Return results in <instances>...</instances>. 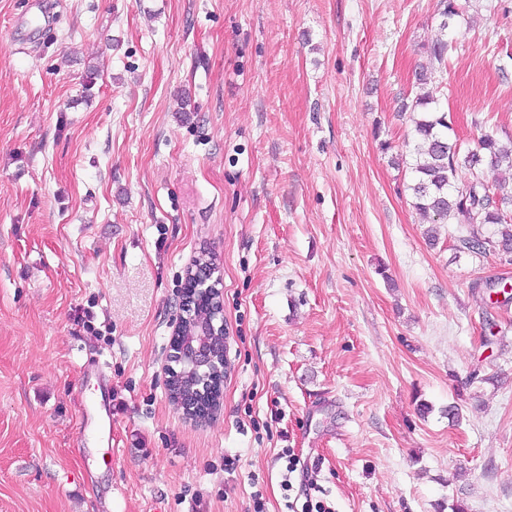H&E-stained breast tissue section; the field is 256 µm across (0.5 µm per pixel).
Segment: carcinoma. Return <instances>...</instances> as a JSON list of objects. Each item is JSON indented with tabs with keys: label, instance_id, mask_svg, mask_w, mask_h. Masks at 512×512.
Instances as JSON below:
<instances>
[{
	"label": "carcinoma",
	"instance_id": "1",
	"mask_svg": "<svg viewBox=\"0 0 512 512\" xmlns=\"http://www.w3.org/2000/svg\"><path fill=\"white\" fill-rule=\"evenodd\" d=\"M460 15L456 0H443L438 35L429 46L431 58L439 64L445 62L452 47L448 30L456 28ZM437 102V97L428 92L416 98L411 106L401 107L402 112L410 114L415 140L409 166L412 181L408 185L412 206L433 224L494 225L497 227L495 246L512 254V222L503 211V205L512 204V190L505 191V185L500 182L487 183L479 173L466 183L456 180L459 167L472 170L485 157L493 167L503 163L512 167V140L503 142L486 132L476 149L462 151L458 139L452 136L454 128L448 113L439 109ZM212 307L209 299L200 303L185 330H198L211 317ZM169 391L175 404L189 403L203 413L219 396L220 386L187 374L169 384Z\"/></svg>",
	"mask_w": 512,
	"mask_h": 512
}]
</instances>
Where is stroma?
I'll use <instances>...</instances> for the list:
<instances>
[{"label": "stroma", "mask_w": 512, "mask_h": 512, "mask_svg": "<svg viewBox=\"0 0 512 512\" xmlns=\"http://www.w3.org/2000/svg\"><path fill=\"white\" fill-rule=\"evenodd\" d=\"M457 3L438 64L441 0H0V512H300L286 448L332 512H512V259L400 163L426 87L465 146L512 138V0ZM202 256L199 421L167 369ZM461 12L456 0H444L441 12L442 20L439 24L438 35L432 40L429 46V53L432 59L438 64L445 62L452 41H448V30L455 29ZM194 267L189 268L187 271L188 274L184 283L185 287L182 291L181 320L175 328L169 342V357L170 361L174 363V366H171L169 370L168 381H170L174 376L180 375L185 369L192 368L201 376H205L207 378L213 377L216 378L218 382H221L224 374V365H222L219 356L215 352L208 348L198 347L194 348V352L192 354L188 353L187 355L183 345L184 325L182 322L193 317V310L195 307L194 292L199 280L204 281V284L209 283V285L206 286L205 291L209 292L210 296H212V292L219 293L221 298L219 307L212 311L213 303L210 300V296H208L206 300L197 306L194 318L191 322L186 324L185 330L195 332L208 321L211 317V313L213 312L210 320L211 330L215 334H224L223 294L222 290L218 288V285H220L218 278L213 279V274L215 273L213 263L209 260H204L197 263ZM169 391L171 399L175 404L185 405L189 403L196 405V407L184 406L183 412L186 415L192 414L199 409L201 413H205L206 409L210 408L212 401H216L219 396L220 386L216 383H208L205 378L196 376L195 374H187L180 379L169 383Z\"/></svg>", "instance_id": "1"}]
</instances>
